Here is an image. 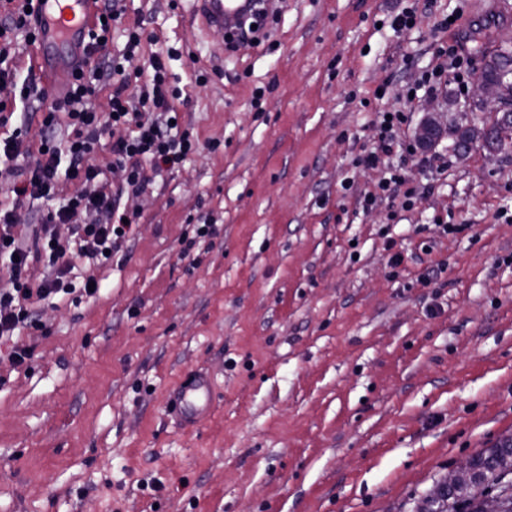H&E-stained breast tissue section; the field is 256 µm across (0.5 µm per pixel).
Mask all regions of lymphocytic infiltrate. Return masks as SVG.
Returning a JSON list of instances; mask_svg holds the SVG:
<instances>
[{
    "instance_id": "obj_1",
    "label": "lymphocytic infiltrate",
    "mask_w": 512,
    "mask_h": 512,
    "mask_svg": "<svg viewBox=\"0 0 512 512\" xmlns=\"http://www.w3.org/2000/svg\"><path fill=\"white\" fill-rule=\"evenodd\" d=\"M97 10L100 21L86 49L87 56L96 59L94 67L76 71L62 98H49L36 86L24 92L44 113L37 147L40 160L13 185V194L18 198L55 197L63 177L79 184L80 189L58 208L47 211L29 237H16L9 216H0V268L8 280L7 287L0 288V341L11 342L10 356L18 366L31 358L33 349L14 342V331L43 327L32 299L70 293L74 259L106 264L131 231L123 222L115 194L101 178L102 169L94 162L97 154L107 153L109 166L124 170L128 189L142 193L150 184V170L179 164L195 148L189 136L171 134L172 122L179 114L169 100L166 68L160 57L151 58L150 83L139 95H127L119 87L105 114L86 111V97L99 84L124 72L123 65L103 52L105 34L120 24L122 14L115 0H97ZM60 112L68 116L69 130L64 134L56 122ZM57 224L71 225V236L58 237L53 230Z\"/></svg>"
}]
</instances>
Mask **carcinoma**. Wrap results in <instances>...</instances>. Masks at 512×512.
<instances>
[{
	"label": "carcinoma",
	"instance_id": "cac0c4a2",
	"mask_svg": "<svg viewBox=\"0 0 512 512\" xmlns=\"http://www.w3.org/2000/svg\"><path fill=\"white\" fill-rule=\"evenodd\" d=\"M484 71L500 77L512 75V54L499 51L489 57ZM476 480L462 484L452 490H431L416 512H459L465 506L469 512H483V503L488 489H497L501 499V512H512V437L499 441L489 452L473 458Z\"/></svg>",
	"mask_w": 512,
	"mask_h": 512
}]
</instances>
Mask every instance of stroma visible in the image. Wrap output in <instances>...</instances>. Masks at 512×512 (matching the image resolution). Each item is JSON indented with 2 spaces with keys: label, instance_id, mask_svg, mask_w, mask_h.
Instances as JSON below:
<instances>
[{
  "label": "stroma",
  "instance_id": "obj_1",
  "mask_svg": "<svg viewBox=\"0 0 512 512\" xmlns=\"http://www.w3.org/2000/svg\"><path fill=\"white\" fill-rule=\"evenodd\" d=\"M416 3L284 0L273 44L231 55L193 0H121L156 36L129 91L163 53L196 149L140 195L105 170L136 219L107 265L75 262L99 296L34 301L44 330L14 333L26 366L0 345V512H414L512 436V149H452L492 122L453 76L438 146L390 159L415 203L361 204L385 176L355 162L378 109L405 108L414 141L423 105L397 94L435 48L466 34L475 73L512 36V0H431L394 32ZM14 44L0 139L35 144L19 91L42 78L26 33ZM204 224L212 243L182 255ZM198 368L214 407L183 427L167 397Z\"/></svg>",
  "mask_w": 512,
  "mask_h": 512
}]
</instances>
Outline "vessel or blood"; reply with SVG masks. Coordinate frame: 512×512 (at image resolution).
I'll return each instance as SVG.
<instances>
[{
	"label": "vessel or blood",
	"mask_w": 512,
	"mask_h": 512,
	"mask_svg": "<svg viewBox=\"0 0 512 512\" xmlns=\"http://www.w3.org/2000/svg\"><path fill=\"white\" fill-rule=\"evenodd\" d=\"M36 4L40 19L33 63L43 74L48 92L57 97L84 62L85 38L97 22L96 7L94 0H36ZM235 5V0H196V12L205 28H220ZM212 399L209 375L193 371L172 392L168 409L189 424L195 412L209 410Z\"/></svg>",
	"instance_id": "b4317fda"
}]
</instances>
